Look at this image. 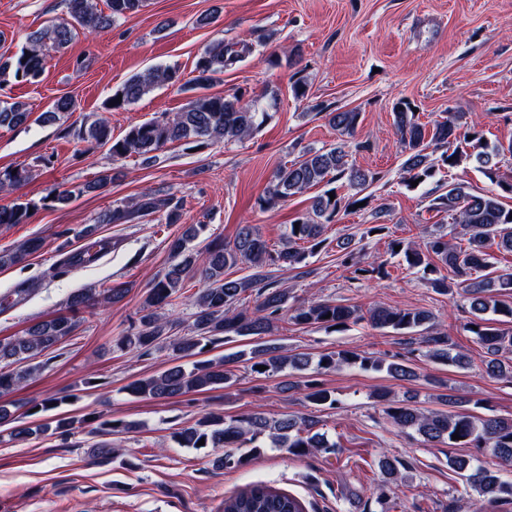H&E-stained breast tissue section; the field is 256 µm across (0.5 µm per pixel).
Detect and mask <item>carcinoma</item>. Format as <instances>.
Wrapping results in <instances>:
<instances>
[{
	"instance_id": "1",
	"label": "carcinoma",
	"mask_w": 512,
	"mask_h": 512,
	"mask_svg": "<svg viewBox=\"0 0 512 512\" xmlns=\"http://www.w3.org/2000/svg\"><path fill=\"white\" fill-rule=\"evenodd\" d=\"M143 6L144 0H106L107 11L104 12L98 9L97 0H67L68 18L32 32L19 53L5 59L0 57V88L10 74L20 82H39L46 69L47 48H66L80 28L93 33L105 32L114 23L138 13ZM250 51L251 45L247 43L236 47H228L222 42L213 44L199 57L194 76L186 82L182 81L180 69L170 65L133 74L105 102L107 111L125 110L154 88L165 84L183 82L202 94L182 111L133 124L119 137L112 135L107 119L97 118L78 129V139L92 148L108 147L115 160L137 157L144 162L151 161L156 152L176 142L201 140L228 144L244 140L266 116L259 100L246 101L240 93L232 96L207 94L205 90L224 73V69L239 62ZM392 112L398 142L405 155L401 179L407 188H412L413 181L420 179L425 183L434 178L443 167L473 164L489 179L498 180L502 193L512 195V182L499 179L497 174L498 158L506 151L512 153V145L506 149L488 145L483 142L482 131L474 126L461 130L456 116L451 114L441 121L422 123L407 101L397 102ZM30 116L28 105L22 101L0 103V128L23 125ZM327 116L329 124L342 136L353 134L360 120V112L356 110L338 109ZM431 148H440L442 153L434 158L429 152ZM31 178L32 170L28 166L0 171V192L11 193ZM335 179L346 180L357 198L339 196L332 200L329 193L317 196L311 210L289 225L288 240L283 248L274 252L250 224L240 225L233 242L211 244L201 252L190 249L188 243L204 228L202 224L170 241L169 252L174 263L151 280L137 325L129 334L120 336L115 347L121 351L136 349L144 352L167 348L172 351L177 364L139 379L125 390L136 396L166 400L228 388L236 378L230 364L241 358L250 363L252 372L259 375H274L290 369L303 376L312 368L320 373L357 363L364 369L384 368L397 378L413 376L409 367L402 363L387 364L350 350L325 353L314 360L304 353L292 354L274 340L258 342L248 351L242 350L222 359H198L217 343L266 336L273 331L274 323L286 315L296 325L319 324L335 328L365 319L378 329L417 332L421 334V343L427 348L426 356L430 359L459 366L467 363L465 354L452 353L447 336L434 331L432 316L424 310L377 306L364 315L355 306L317 297L296 307L288 305V289L278 287L271 267L293 268L304 262L324 243L325 229L336 221L341 210L368 200L360 193L375 175L350 164L348 154L341 146L329 150L308 148L296 160L276 171L260 197L261 208L273 209L288 197ZM113 180L112 172L104 170L94 182L76 190L63 191L54 196V200L61 202L76 194L104 191ZM431 207L447 214L452 223L461 227L467 236V245L462 247L448 240L445 234L432 233L421 244L392 242L391 246H397L399 250H393L391 254L403 255L408 267L425 274H435L441 266L448 268L453 279L436 276L429 279L430 286L439 292H448L454 287L467 292L472 314L470 326L477 327L473 334L487 354V374L511 378L512 332L492 327L486 315L491 313L512 319V305L501 300L503 293L512 290V272H491L489 253L494 244L512 253V209L503 206L501 193L474 195L460 184H452L447 191L434 197ZM29 208L30 203L19 198L0 206V225L25 223ZM156 213L166 224L185 223L180 201L172 197L161 199L148 191L112 208L104 214L102 221L128 224ZM42 246L41 239L32 238L19 250L1 254L0 266L20 264ZM238 265L246 266L249 274L236 279L226 277V271ZM193 270L199 274L203 287L194 300L192 334L174 336L175 301L187 275ZM126 293L127 288L122 285L103 292L94 288L77 291L67 302L70 315L37 323L20 336L0 340V397L22 388L36 377L40 364L35 359L74 334L79 326L77 312L95 305L117 303ZM247 296L254 297V306L250 309L240 306ZM12 364L19 368H10ZM259 365L266 369H257ZM283 388L301 391L311 405H336L332 393L312 380L287 381ZM382 401L383 412L392 425L412 430L429 443L490 451L495 458L492 465L477 455L467 458L448 456V464L460 474L466 487L477 494L473 499L475 512H484L486 500L512 504V480L505 476L506 468L512 467V417L479 416L458 411L456 407L461 400L452 396L443 399L447 406L445 410L423 411L405 400L385 396ZM317 425L318 422L311 418L295 415L270 418L256 412L232 418L224 416L222 411H210L195 424L174 432L172 438L181 448H195L202 440L206 448L224 449L217 463L231 471L244 467L266 448H277L293 457L336 454L338 444L327 433L318 430ZM454 434L460 439H452ZM243 446L248 450L241 453L239 448ZM401 466L399 460L386 456L378 460L383 480L373 490L372 498L379 506L386 504L390 486L401 475ZM224 512H306V505L292 494L259 484L224 499Z\"/></svg>"
}]
</instances>
